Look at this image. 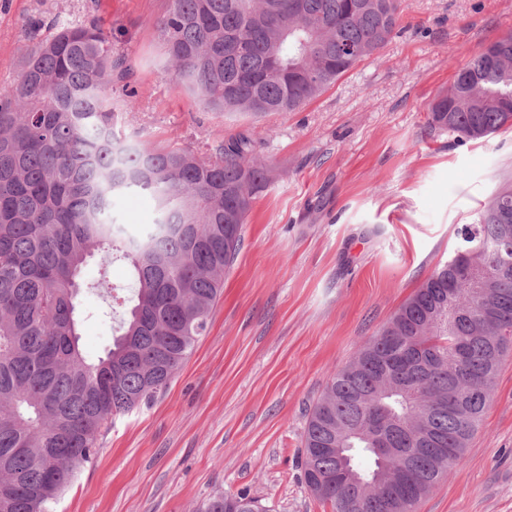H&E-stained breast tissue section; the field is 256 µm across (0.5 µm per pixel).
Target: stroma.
I'll use <instances>...</instances> for the list:
<instances>
[{
	"label": "stroma",
	"instance_id": "35a3bbf8",
	"mask_svg": "<svg viewBox=\"0 0 512 512\" xmlns=\"http://www.w3.org/2000/svg\"><path fill=\"white\" fill-rule=\"evenodd\" d=\"M167 0H0V87L35 37L29 18L97 22L129 54L139 106L126 138L202 160L253 135L268 170L224 293L168 388L114 416L51 512H197L247 493L267 512H330L301 478L303 433L331 377L456 250L457 230L512 179V127L475 141L428 126L429 105L481 45L512 33V0H408L400 33L297 112L204 108L163 69ZM77 310L85 356L119 321ZM417 512H512V356L461 464Z\"/></svg>",
	"mask_w": 512,
	"mask_h": 512
}]
</instances>
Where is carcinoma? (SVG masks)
Here are the masks:
<instances>
[{
    "instance_id": "obj_1",
    "label": "carcinoma",
    "mask_w": 512,
    "mask_h": 512,
    "mask_svg": "<svg viewBox=\"0 0 512 512\" xmlns=\"http://www.w3.org/2000/svg\"><path fill=\"white\" fill-rule=\"evenodd\" d=\"M404 0H168L158 22L165 68L208 108L295 112L395 36ZM0 89V512H49L112 417L164 392L207 329L224 274L267 182L247 136L187 149L121 137L112 87L133 62L95 23L50 25ZM466 74L429 109L460 142L512 122V34L482 45ZM151 196L156 223L137 234L112 219V200ZM512 220L502 184L465 251ZM124 261L132 305L106 353L84 355L76 300L92 259ZM497 287L468 288L471 271ZM466 303L448 329L435 313ZM488 302L493 317L484 319ZM512 353V250L438 268L309 413L303 481L331 512H415L480 427ZM369 465L360 467L359 458ZM199 512H266L220 493Z\"/></svg>"
}]
</instances>
